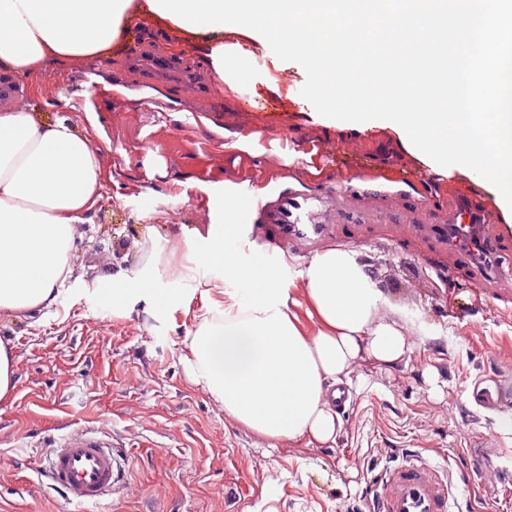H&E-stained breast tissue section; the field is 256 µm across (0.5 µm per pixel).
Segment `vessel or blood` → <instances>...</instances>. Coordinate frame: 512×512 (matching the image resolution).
<instances>
[{
  "label": "vessel or blood",
  "mask_w": 512,
  "mask_h": 512,
  "mask_svg": "<svg viewBox=\"0 0 512 512\" xmlns=\"http://www.w3.org/2000/svg\"><path fill=\"white\" fill-rule=\"evenodd\" d=\"M130 62L152 77L185 73L196 78L194 94L209 95V65H184L177 53H169L167 65L156 57L134 53ZM243 204L224 205L228 224L257 225L263 239L282 250L310 253L329 238L355 240L373 231L382 217L395 220L408 239L434 242L439 252H454L463 268L476 271L481 284L503 275V263L512 258V236L503 227L498 211L468 192H459L442 218L428 216L429 200L420 198L409 207L396 199L383 205L367 202L365 194L336 184L313 195L301 191L258 193L241 191ZM130 461L116 451L101 432L86 430L54 441L45 465L38 471L68 501L97 504L120 484ZM461 486L450 473L429 471L413 461L386 471L366 494L370 512H451Z\"/></svg>",
  "instance_id": "vessel-or-blood-1"
}]
</instances>
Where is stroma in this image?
<instances>
[{"label": "stroma", "mask_w": 512, "mask_h": 512, "mask_svg": "<svg viewBox=\"0 0 512 512\" xmlns=\"http://www.w3.org/2000/svg\"><path fill=\"white\" fill-rule=\"evenodd\" d=\"M148 28L155 47L188 64L232 47L233 68L252 71L247 95L233 79L196 97L175 78L123 75L134 50L124 37L111 52L8 79L38 122L66 121L89 140L104 189L78 229L73 278L55 309L0 323L15 370L0 400V512H362L370 482L410 454L474 474L461 512H512V434L497 429L512 405L488 409L474 398L475 384L512 382V280L499 296L464 271L436 276L452 260L425 244L382 235L356 243L384 307L414 323L412 352L391 369L358 362L326 445L265 440L194 382L183 356L204 313L197 286L222 280V267L189 270L177 283L155 269V288L172 296L164 313L147 314L140 301L117 317L98 302L90 285L101 270L134 279L147 256L170 253L175 241L209 247L239 182L319 193L359 172L373 197L395 193L405 205L428 197L434 218L459 190L498 203L478 174L438 169L385 126L357 137L369 152L392 146L395 167L360 172L363 157L338 152L342 132L301 96L305 70L279 60L262 35L190 34L158 17ZM87 427L132 462L125 485L96 506L65 501L36 472L54 438Z\"/></svg>", "instance_id": "stroma-1"}]
</instances>
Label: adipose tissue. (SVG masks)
I'll list each match as a JSON object with an SVG mask.
<instances>
[{"instance_id":"ef3b65f1","label":"adipose tissue","mask_w":512,"mask_h":512,"mask_svg":"<svg viewBox=\"0 0 512 512\" xmlns=\"http://www.w3.org/2000/svg\"><path fill=\"white\" fill-rule=\"evenodd\" d=\"M131 9L151 13L147 0H0V72L108 51ZM102 190L97 154L66 121L0 111V319L56 304L73 274L77 227ZM194 258L222 265L224 280L203 282L208 316L184 360L227 418L267 440L333 441L336 387L350 383L357 360L392 367L412 350L409 326L383 309L355 249H325L287 280L280 263L243 262L225 240ZM93 288L121 317L135 297L154 313L168 307L146 275L131 283L108 270Z\"/></svg>"}]
</instances>
